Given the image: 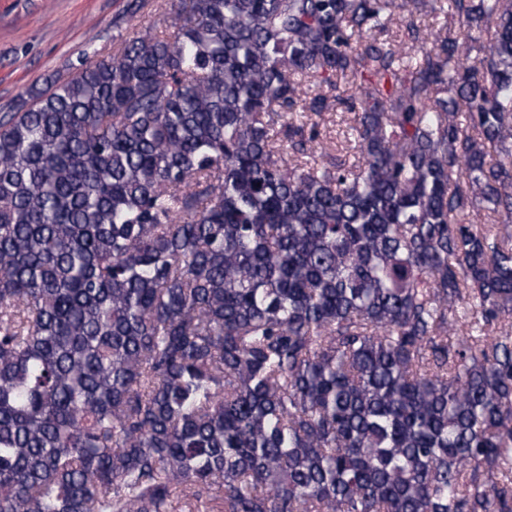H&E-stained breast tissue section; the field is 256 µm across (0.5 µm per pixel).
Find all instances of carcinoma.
<instances>
[{
  "mask_svg": "<svg viewBox=\"0 0 512 512\" xmlns=\"http://www.w3.org/2000/svg\"><path fill=\"white\" fill-rule=\"evenodd\" d=\"M159 8L0 116V512H512V0ZM342 116L352 118L354 114H350L340 107H333V110L323 115L324 120L315 119L320 121L321 138L331 146L328 150L330 154L354 161V151L342 149L346 144L343 137L346 126Z\"/></svg>",
  "mask_w": 512,
  "mask_h": 512,
  "instance_id": "obj_1",
  "label": "carcinoma"
}]
</instances>
